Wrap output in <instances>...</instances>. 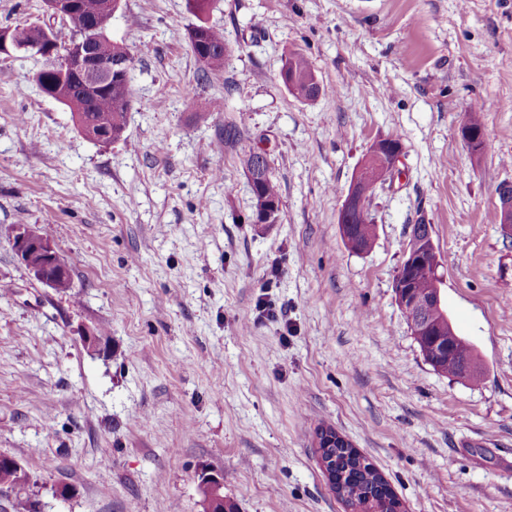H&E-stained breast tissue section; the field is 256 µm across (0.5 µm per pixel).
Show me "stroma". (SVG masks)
Returning <instances> with one entry per match:
<instances>
[{
  "instance_id": "35a3bbf8",
  "label": "stroma",
  "mask_w": 512,
  "mask_h": 512,
  "mask_svg": "<svg viewBox=\"0 0 512 512\" xmlns=\"http://www.w3.org/2000/svg\"><path fill=\"white\" fill-rule=\"evenodd\" d=\"M207 18L230 54L202 82L189 0H122L109 34L131 51L133 103L108 145L40 92L42 60L0 55V454L39 512H202L205 472L239 512H345L325 425L405 512H512V239L494 219L512 183V0H214ZM292 51L330 94L288 92ZM476 103L479 155L460 132ZM387 137L403 156L357 253L340 209ZM257 145L280 186L272 224L249 221ZM418 222L480 385L435 372L396 303ZM20 225L49 236L70 288L19 261ZM102 326L105 349H87Z\"/></svg>"
}]
</instances>
